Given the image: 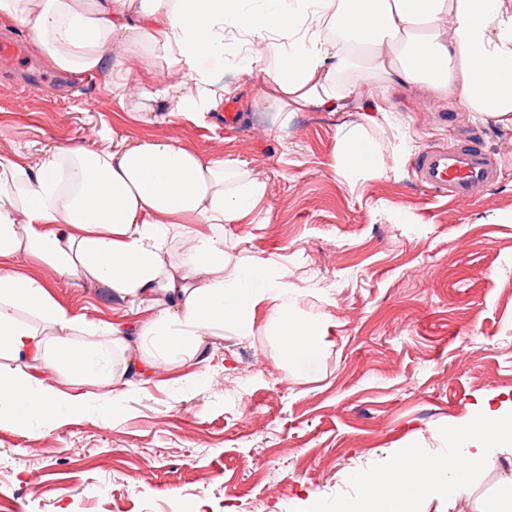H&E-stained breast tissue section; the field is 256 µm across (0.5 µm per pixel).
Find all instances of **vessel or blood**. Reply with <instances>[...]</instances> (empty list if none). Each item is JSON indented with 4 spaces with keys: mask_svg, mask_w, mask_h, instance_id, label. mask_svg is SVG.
Returning <instances> with one entry per match:
<instances>
[{
    "mask_svg": "<svg viewBox=\"0 0 512 512\" xmlns=\"http://www.w3.org/2000/svg\"><path fill=\"white\" fill-rule=\"evenodd\" d=\"M415 170L423 186L453 201L470 199L475 190L495 183L501 174L495 154L473 134L441 148L425 149Z\"/></svg>",
    "mask_w": 512,
    "mask_h": 512,
    "instance_id": "vessel-or-blood-1",
    "label": "vessel or blood"
}]
</instances>
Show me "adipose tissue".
Wrapping results in <instances>:
<instances>
[{
	"instance_id": "1",
	"label": "adipose tissue",
	"mask_w": 512,
	"mask_h": 512,
	"mask_svg": "<svg viewBox=\"0 0 512 512\" xmlns=\"http://www.w3.org/2000/svg\"><path fill=\"white\" fill-rule=\"evenodd\" d=\"M25 28L57 71L93 77L133 108L204 119L224 97L218 78L225 31L251 46L244 73L266 80L261 97L284 112H334L376 82L428 89L512 129V0H0V27ZM137 60L131 84L113 57ZM183 71L159 78L162 66ZM348 178L373 172L376 147L361 131L342 142ZM266 184L238 161L206 157L174 139L75 142L38 158L0 156V259L26 257L57 277L138 306L95 324L70 312L42 281L0 266V424L53 422L76 382L111 384L112 348L154 362L193 357L224 328L252 335L261 308L286 357L313 358L321 322L282 299L286 283L255 259L224 272V227L252 216ZM186 244L170 257L175 237ZM27 319H20L19 311ZM107 344L94 343V336ZM512 449V399L487 397L448 430L441 456L408 446L383 470L357 475L358 494L336 512H419L428 497L457 498L486 463Z\"/></svg>"
}]
</instances>
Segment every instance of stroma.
Masks as SVG:
<instances>
[{"label":"stroma","instance_id":"obj_1","mask_svg":"<svg viewBox=\"0 0 512 512\" xmlns=\"http://www.w3.org/2000/svg\"><path fill=\"white\" fill-rule=\"evenodd\" d=\"M0 60V155H38L102 127L132 139L174 138L238 160L264 181L261 210L224 228V250L288 272V300L321 320L314 364L283 360L265 329L208 337L148 384L115 349L120 420L104 386L85 383L59 423L0 426V501L12 512H306L355 495L351 475L408 443L439 455L450 425L477 400L512 397V129L453 98L395 85L339 112L285 114L260 98L261 73L224 59L223 111L199 125L151 124L106 97L98 81L50 68L21 27ZM387 108L390 124L366 120ZM380 151L379 169L346 178L341 140L354 126ZM481 134L503 160L498 181L467 202L436 196L413 169L424 149L458 131ZM0 265L44 280L54 297L96 323L130 312L102 290L58 279L24 258ZM427 276H420V269ZM512 454L492 458L468 502L431 498L421 512H475Z\"/></svg>","mask_w":512,"mask_h":512}]
</instances>
